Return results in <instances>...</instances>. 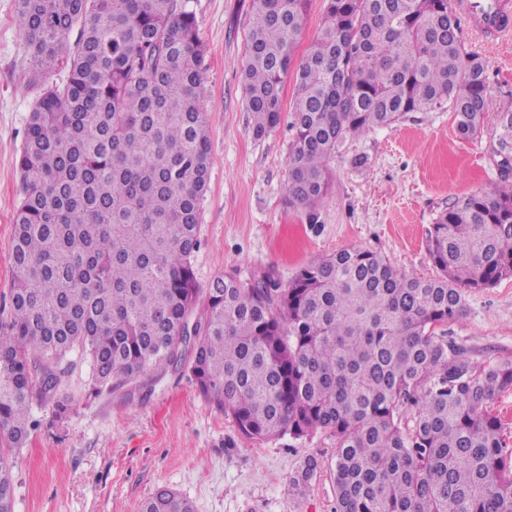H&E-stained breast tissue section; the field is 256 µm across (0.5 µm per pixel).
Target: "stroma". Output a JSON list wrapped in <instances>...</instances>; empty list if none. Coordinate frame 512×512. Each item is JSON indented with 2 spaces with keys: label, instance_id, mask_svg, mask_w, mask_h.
Listing matches in <instances>:
<instances>
[{
  "label": "stroma",
  "instance_id": "stroma-1",
  "mask_svg": "<svg viewBox=\"0 0 512 512\" xmlns=\"http://www.w3.org/2000/svg\"><path fill=\"white\" fill-rule=\"evenodd\" d=\"M15 4L0 0V313L13 283L18 157L36 98ZM187 6L207 48L201 101L211 165L193 258L200 287L233 270L284 288L301 266L349 247L380 254L405 274L435 276L426 239L438 215L500 179L491 153L495 112L471 139L459 138L447 108L410 112L392 127L347 136L325 162L330 187L314 211L289 206L293 80L283 86L279 126L255 136L242 77L251 0ZM462 38L487 66L494 103L512 101V39L487 41L467 29ZM447 333L474 364L512 363V279L467 290L465 313ZM70 360L59 386L69 414L59 420L51 404L32 403L41 427L15 459L14 512H138L160 486L176 490L195 512H335L330 432L249 439L199 395L185 367L147 371L95 398L89 361L77 352ZM311 456L319 463L316 478L304 494H289V473Z\"/></svg>",
  "mask_w": 512,
  "mask_h": 512
}]
</instances>
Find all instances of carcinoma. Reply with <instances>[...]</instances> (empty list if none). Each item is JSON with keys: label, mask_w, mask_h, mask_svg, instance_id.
I'll return each mask as SVG.
<instances>
[{"label": "carcinoma", "mask_w": 512, "mask_h": 512, "mask_svg": "<svg viewBox=\"0 0 512 512\" xmlns=\"http://www.w3.org/2000/svg\"><path fill=\"white\" fill-rule=\"evenodd\" d=\"M309 0H252L243 70L253 132L281 121L295 77L288 204L327 193L325 161L347 136L449 107L460 138L493 108L487 69L465 50L451 0H326L295 61ZM39 94L18 160L10 310L0 319V512H13L15 451L55 407L67 356L110 395L181 364L193 323L199 394L252 440L336 437V512H512V450L491 409L512 363L477 368L437 333L464 289L512 278V106L497 112L501 184L458 198L427 240L438 276L347 248L279 288L229 271L199 288L192 266L208 190L205 49L186 0H17ZM66 72L61 81L45 74ZM415 409L413 425L400 409ZM318 469L288 475L303 493ZM139 512H193L162 486Z\"/></svg>", "instance_id": "1"}]
</instances>
